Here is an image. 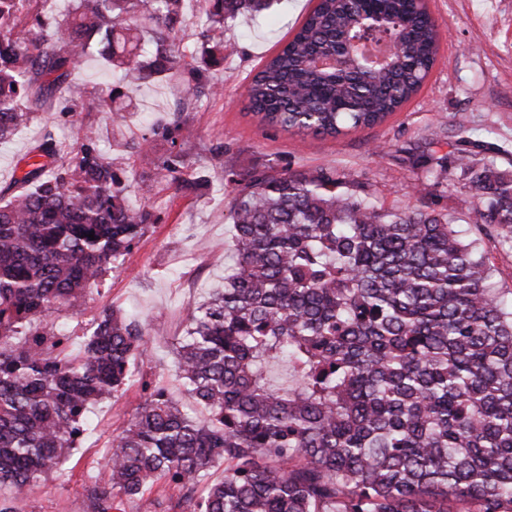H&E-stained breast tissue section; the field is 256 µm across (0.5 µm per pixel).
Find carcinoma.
<instances>
[{"instance_id":"carcinoma-1","label":"carcinoma","mask_w":512,"mask_h":512,"mask_svg":"<svg viewBox=\"0 0 512 512\" xmlns=\"http://www.w3.org/2000/svg\"><path fill=\"white\" fill-rule=\"evenodd\" d=\"M0 0V140L28 124L98 49L121 74L101 101L179 62L184 0ZM202 50L185 92L223 87L224 23L273 0H198ZM427 0H317L246 87L270 126L335 137L401 111L437 61ZM91 125L74 146L44 132L0 195V490L15 496L70 460L89 409L133 382L149 357L142 325L111 307L79 351L49 319L100 291L160 220L126 203L127 163ZM190 137L139 166L179 191ZM450 154L425 157L439 179ZM476 223L512 249V173L458 158ZM226 214L224 288L190 313L175 378L208 417L143 383L134 418L104 449L92 512L161 481L193 512H512V300L493 263L448 216L389 209L334 169L255 170ZM94 234L89 238L88 234ZM224 464V478H210Z\"/></svg>"}]
</instances>
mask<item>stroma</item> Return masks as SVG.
Here are the masks:
<instances>
[{
	"label": "stroma",
	"mask_w": 512,
	"mask_h": 512,
	"mask_svg": "<svg viewBox=\"0 0 512 512\" xmlns=\"http://www.w3.org/2000/svg\"><path fill=\"white\" fill-rule=\"evenodd\" d=\"M428 6L441 42L420 95L383 124L336 137L266 125L248 111L244 95L248 76L299 27L313 7L311 0H280L273 10L229 21L224 28L229 53L209 74L224 94L202 105L183 93L188 66L201 50L197 0H186L179 33L183 66L161 80L126 88L122 127H113L110 114L99 106L102 88L118 83V73L96 54L72 71L70 82L83 93L80 117L99 130L105 151L118 156L130 146L160 155L189 130L188 174L203 186L184 193L158 176H146L140 166L129 168L128 204L153 207L161 221L134 247L124 267L108 276L101 293H88L53 322L69 330L83 328L92 313L109 305L147 324L150 359L138 367L139 382L91 408L72 458L18 498L16 512H91L88 489L107 480L101 451L142 404V381L166 385L184 411L206 417L172 376L173 347L189 313L224 285V247L232 236L225 220L231 199L226 171L333 167L384 207L445 214L463 240L483 241L495 265L496 287L512 292V251L484 241L471 219L473 203L459 169H449L447 180L437 185L419 159L426 143L436 139L439 153L454 145L476 162L512 171V0H428ZM47 127L64 146L72 145L70 119L58 101H51L33 122L0 141V191L18 192L16 164Z\"/></svg>",
	"instance_id": "stroma-1"
}]
</instances>
